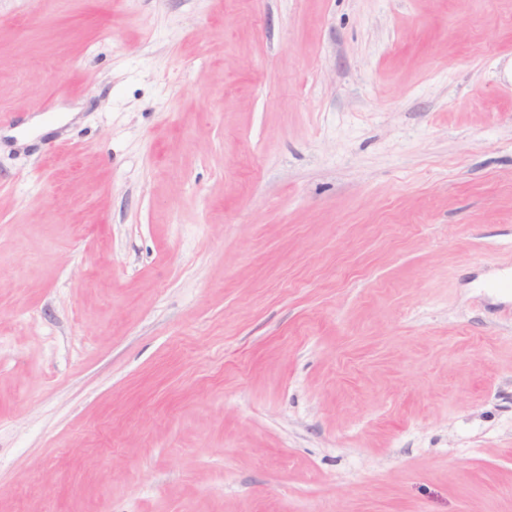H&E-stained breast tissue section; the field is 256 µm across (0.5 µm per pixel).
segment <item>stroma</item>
<instances>
[{
	"label": "stroma",
	"instance_id": "1",
	"mask_svg": "<svg viewBox=\"0 0 512 512\" xmlns=\"http://www.w3.org/2000/svg\"><path fill=\"white\" fill-rule=\"evenodd\" d=\"M512 0H0V512H512Z\"/></svg>",
	"mask_w": 512,
	"mask_h": 512
}]
</instances>
